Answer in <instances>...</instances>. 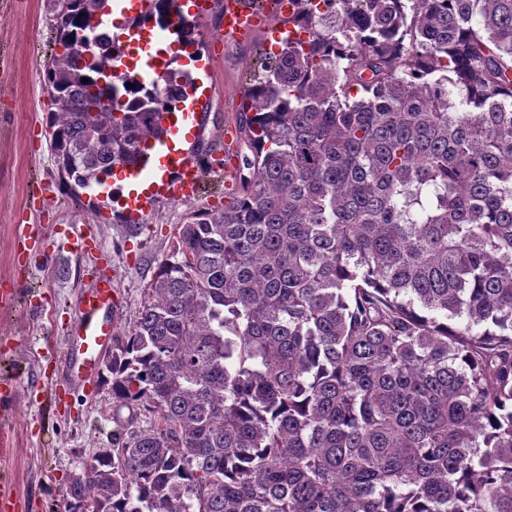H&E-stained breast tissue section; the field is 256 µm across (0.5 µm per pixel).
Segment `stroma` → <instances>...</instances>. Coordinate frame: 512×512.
Segmentation results:
<instances>
[{
    "label": "stroma",
    "instance_id": "1",
    "mask_svg": "<svg viewBox=\"0 0 512 512\" xmlns=\"http://www.w3.org/2000/svg\"><path fill=\"white\" fill-rule=\"evenodd\" d=\"M0 9L10 14L0 26V280H16L18 288L15 302L0 308V374L19 385L14 418L0 431L12 449L0 456V478L12 487L14 512H68L73 476L111 447L118 430L104 383L70 389L54 403L48 396L51 384L67 376L63 338L83 288L113 267L123 298L117 330L127 332L177 226L195 210L223 208L231 187L215 174L193 200L154 199L139 229L117 216L113 203L93 205L95 191H66L49 151L40 84L55 39L49 4L0 0ZM270 39L262 32L231 46H206L193 72L208 107L195 150L218 155ZM23 235L32 271L19 280L13 258ZM83 238L96 240L98 251H80L76 243Z\"/></svg>",
    "mask_w": 512,
    "mask_h": 512
}]
</instances>
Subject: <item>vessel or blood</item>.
<instances>
[{"mask_svg": "<svg viewBox=\"0 0 512 512\" xmlns=\"http://www.w3.org/2000/svg\"><path fill=\"white\" fill-rule=\"evenodd\" d=\"M220 9L224 21L220 36L228 44L248 36L267 23L266 18L257 14L248 0H222ZM129 37L138 50L136 61L142 71L156 73L173 66V57L161 55L156 50L152 33L135 29L130 31ZM198 104V98L191 95L178 105L176 111L163 113L164 138L149 141L138 163L124 168L125 179L150 183L148 193L121 196L123 207L131 214L142 211L153 196L184 201L197 196L203 174L194 158L185 150L176 148L175 141L201 125L203 114L199 112ZM115 281L114 272H101L80 297L78 314L64 347V359L74 383L83 385L93 381L98 375L103 355L113 346L112 314L121 306ZM16 397L14 381L1 378V426L10 423Z\"/></svg>", "mask_w": 512, "mask_h": 512, "instance_id": "vessel-or-blood-1", "label": "vessel or blood"}]
</instances>
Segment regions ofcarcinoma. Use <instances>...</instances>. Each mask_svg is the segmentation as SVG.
Wrapping results in <instances>:
<instances>
[{"instance_id": "cac0c4a2", "label": "carcinoma", "mask_w": 512, "mask_h": 512, "mask_svg": "<svg viewBox=\"0 0 512 512\" xmlns=\"http://www.w3.org/2000/svg\"><path fill=\"white\" fill-rule=\"evenodd\" d=\"M290 2L237 192L103 360L124 432L69 512H512V0ZM52 6L49 149L92 189L192 77L106 79L112 0ZM172 12L200 45L177 0L126 24Z\"/></svg>"}]
</instances>
